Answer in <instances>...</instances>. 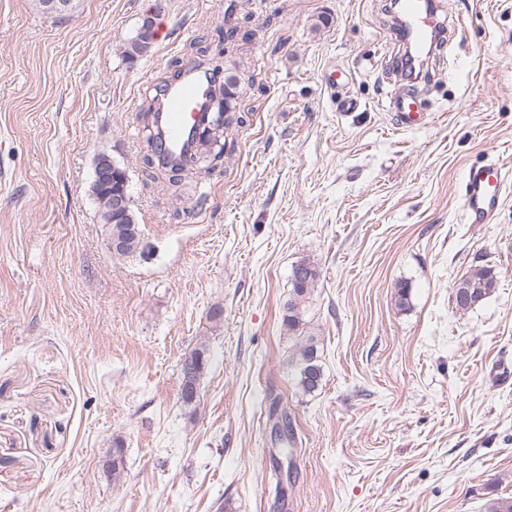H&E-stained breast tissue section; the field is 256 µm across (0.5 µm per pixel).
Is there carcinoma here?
<instances>
[{
    "instance_id": "obj_1",
    "label": "carcinoma",
    "mask_w": 512,
    "mask_h": 512,
    "mask_svg": "<svg viewBox=\"0 0 512 512\" xmlns=\"http://www.w3.org/2000/svg\"><path fill=\"white\" fill-rule=\"evenodd\" d=\"M156 41V32H137L125 46L123 55L133 62L146 55L153 48ZM193 152L189 151L177 163L167 162L154 155V161L161 168L171 173H178L190 167V158ZM97 203V217L99 223L106 222L112 212V190L105 188L94 195ZM112 233L123 240L121 249L112 252L117 257H128L136 253L142 243V229L138 224L135 212H130L127 219L112 222ZM297 267L304 271L302 278L292 281V296L286 305L283 318L288 333L296 340V352L293 364L298 374V385L305 392L317 390L322 379L321 365L318 364L317 338L307 332V321L304 319L306 303L310 299L311 288L319 278V271L315 264L303 260ZM497 286V275L487 266H475L457 280L454 285L452 297L455 307L461 311H468L482 304ZM205 367L204 351L195 350L183 361L181 396L186 404L192 403L197 396L202 371ZM124 465V448L122 444L115 443L112 449V460L106 463L107 471L112 478H117ZM483 512H512L511 497H492L483 505Z\"/></svg>"
}]
</instances>
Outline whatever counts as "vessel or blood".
<instances>
[{"instance_id":"vessel-or-blood-1","label":"vessel or blood","mask_w":512,"mask_h":512,"mask_svg":"<svg viewBox=\"0 0 512 512\" xmlns=\"http://www.w3.org/2000/svg\"><path fill=\"white\" fill-rule=\"evenodd\" d=\"M403 8L409 20L412 40L419 49H426L435 27L426 0H404ZM209 90L207 75L193 65L185 66L178 80L159 88V143L164 154L176 157L182 152L205 110ZM389 107L401 129L415 128L423 121L422 112L409 94H391ZM507 178V172L495 163L469 170L461 199V208L469 223H490L498 209Z\"/></svg>"}]
</instances>
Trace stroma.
Returning a JSON list of instances; mask_svg holds the SVG:
<instances>
[{
  "mask_svg": "<svg viewBox=\"0 0 512 512\" xmlns=\"http://www.w3.org/2000/svg\"><path fill=\"white\" fill-rule=\"evenodd\" d=\"M436 2L450 44L413 83L390 0H167L133 63L152 0H73L60 19L0 0V512H481L512 496V187L493 223L460 206L470 167L512 170V0ZM201 57L239 78L232 124L214 169L175 176L147 164L141 114ZM397 90L420 126L398 129ZM103 152L143 230L123 259L90 191ZM304 259L320 271L310 394L283 325ZM476 265L498 286L457 310ZM154 3L150 7L148 13L142 20V24L139 27L137 34L134 38H132L125 46L123 55L125 58L133 62L139 57H143L153 48L156 41V31L141 32V28L144 25L148 28L155 29L156 19L162 15L165 11V2L166 0H152ZM204 353L203 350H194L183 361L181 396L186 404L196 399L200 377L205 367Z\"/></svg>",
  "mask_w": 512,
  "mask_h": 512,
  "instance_id": "stroma-1",
  "label": "stroma"
}]
</instances>
